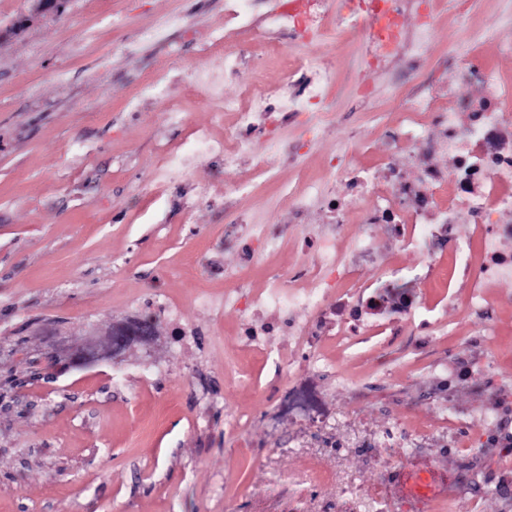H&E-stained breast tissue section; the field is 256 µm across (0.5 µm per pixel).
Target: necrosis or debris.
Returning <instances> with one entry per match:
<instances>
[{
  "label": "necrosis or debris",
  "instance_id": "4bbe7bcc",
  "mask_svg": "<svg viewBox=\"0 0 512 512\" xmlns=\"http://www.w3.org/2000/svg\"><path fill=\"white\" fill-rule=\"evenodd\" d=\"M413 6V0H368L363 6L367 17L359 22L350 14L337 16L333 0H299L291 9L274 5L267 16L257 21L248 15L245 0H226L223 24L213 27L207 38L197 44L199 57L220 56L215 72L189 68L171 73L167 62L179 58V42L163 28L143 31L142 39L159 44L167 62L143 79L141 96L201 89L216 121H231L223 137L199 127L183 143L160 145L154 191H162L185 177L195 159L207 157L223 166L232 193L247 192L249 184L237 179L235 164L239 156L257 153L258 144L252 133L266 124L275 90L256 84L249 105L244 106L225 97L224 83L238 73L245 58L259 59L271 47L273 36L286 35L312 44L321 40L330 23L346 30L357 25L362 32L366 64L380 69L401 58L410 72H419L427 61L435 13H427L420 26L391 49L373 31L370 21L371 14L379 10L400 14ZM231 26L243 36L244 47L227 43L226 30ZM457 67L467 78L466 86L454 91L460 112L447 109L440 80L429 78L413 87L407 96V109L388 132L376 170L352 169L347 156L337 160L332 174L346 183L347 196L324 200L322 183L313 177L302 178L288 195L299 217L319 202H326L337 232L344 231L345 218L350 214L360 224L388 225L401 247L418 251L417 278L421 281L433 279L440 272L441 259L426 249V240L434 237L451 244L452 268L462 270L473 280L475 291L469 299L470 307L484 313L488 310L486 289L512 280V253L501 248L503 240L512 239V83L491 74L477 52L460 59ZM329 80L330 74L322 64L310 66L300 95L280 97L279 119L299 116L302 101L325 102ZM441 156L449 157L450 165H439L437 159ZM236 221L245 227L239 265L225 270L223 296L203 293L197 301L203 307L221 301L236 309L258 350L271 351V335L275 329L291 328L290 316L298 310L310 316L311 342L322 341L334 332L348 338L359 335V328L353 325L344 324L335 330L330 327L335 305L344 302L348 288L355 285L356 265L362 260L371 262L391 277L399 272L390 256L377 248L371 234L354 240L347 257L338 252L335 235H328L304 240L298 251L303 287L290 285L284 273L257 287L243 277V270L259 259L279 255L283 244L263 225L250 223L247 214H239ZM462 223L475 227L483 244L480 260H473L469 240L455 233L456 225ZM268 311L277 314L278 325L256 327L255 318Z\"/></svg>",
  "mask_w": 512,
  "mask_h": 512
}]
</instances>
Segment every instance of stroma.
Segmentation results:
<instances>
[{
	"mask_svg": "<svg viewBox=\"0 0 512 512\" xmlns=\"http://www.w3.org/2000/svg\"><path fill=\"white\" fill-rule=\"evenodd\" d=\"M431 64L455 83L454 60L482 46L487 66L512 81V0H438ZM33 0H0V512H512V281L492 288L494 333L468 311L471 281L414 279L418 256L398 251L386 225H372L380 250L404 269L395 282L439 322L414 332L407 323L379 332L367 313L371 291L388 283L373 264L358 267L361 289L345 317L361 316L365 340L329 337L310 349L277 337V356L254 350L234 309H203L199 293L221 294L239 243L224 233L248 211L282 239L330 228L321 206L296 220L282 190L299 171L327 177L355 138L383 149L382 124L421 75L402 61L368 68L360 30L321 44L284 40L264 63L281 83L283 58L330 70L329 117L312 129L302 116L277 126L276 140L311 139L305 162L269 152L268 179L224 195V174L198 160L192 179L160 199L149 182L160 143L180 138L163 119L182 107L191 125L211 112L195 92L170 102L141 98V79L163 56L140 31L180 13L197 39L224 21V0H61L42 15ZM204 181L211 200L193 204ZM178 305L180 319L166 309ZM151 314L147 344L63 372L50 383L29 378L27 362L66 358L95 337L107 350L112 322ZM305 384L325 411L320 428L288 421L290 387ZM411 411L421 442L409 460H431L462 481L455 502L406 501L381 442ZM507 411L486 428V413ZM477 434L473 448L461 437ZM360 487L351 497L346 487Z\"/></svg>",
	"mask_w": 512,
	"mask_h": 512,
	"instance_id": "stroma-1",
	"label": "stroma"
}]
</instances>
